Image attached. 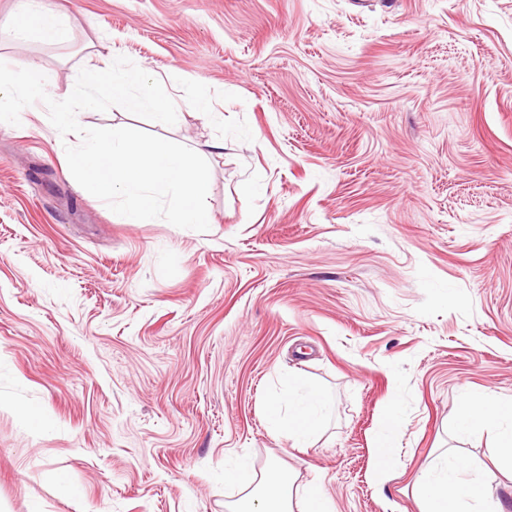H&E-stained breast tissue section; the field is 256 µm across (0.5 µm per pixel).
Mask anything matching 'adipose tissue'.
<instances>
[{
  "label": "adipose tissue",
  "mask_w": 512,
  "mask_h": 512,
  "mask_svg": "<svg viewBox=\"0 0 512 512\" xmlns=\"http://www.w3.org/2000/svg\"><path fill=\"white\" fill-rule=\"evenodd\" d=\"M18 37L36 35L49 41L64 33L61 16L45 0H21L15 15ZM326 395L303 379H296L295 390L285 402L269 405L276 431L295 448L308 447L324 422ZM500 422L499 462L512 469V404H498L484 396L464 397L457 410L460 432L470 433L491 422ZM402 420L396 407H389L375 434L374 478L384 481L395 467L399 453ZM463 460L446 459L431 474L417 483L420 512H463L465 505L477 503L478 512H504L502 502L480 483L465 479ZM225 482L246 488L244 497L235 502L230 512H332L330 499L320 485L312 484L296 490L292 471L279 461H271L262 470H254L247 459H239L224 471ZM301 500V510H294L293 500Z\"/></svg>",
  "instance_id": "adipose-tissue-1"
}]
</instances>
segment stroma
I'll return each mask as SVG.
<instances>
[{"mask_svg":"<svg viewBox=\"0 0 512 512\" xmlns=\"http://www.w3.org/2000/svg\"><path fill=\"white\" fill-rule=\"evenodd\" d=\"M47 2L67 38L14 39L0 0V61L56 100L103 58L160 80L174 125L78 121L201 155L209 229L124 223L64 175L42 103L0 127V512H228L243 454L334 512H419L447 451L511 504L494 429L459 435L456 411L512 402V0ZM295 372L329 398L302 449L267 410ZM402 420L396 406L391 405L381 419L375 434L374 479L382 483L396 466ZM300 501L303 506L301 512H332L330 499L323 492L318 484H311L303 488L300 494Z\"/></svg>","mask_w":512,"mask_h":512,"instance_id":"obj_1","label":"stroma"}]
</instances>
